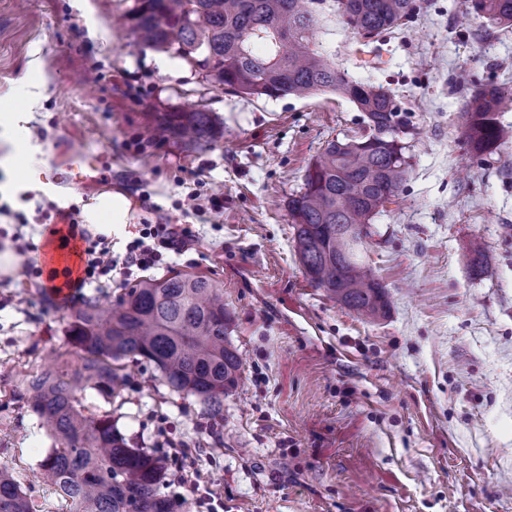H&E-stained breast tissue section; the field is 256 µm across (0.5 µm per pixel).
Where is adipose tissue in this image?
<instances>
[{"label": "adipose tissue", "mask_w": 512, "mask_h": 512, "mask_svg": "<svg viewBox=\"0 0 512 512\" xmlns=\"http://www.w3.org/2000/svg\"><path fill=\"white\" fill-rule=\"evenodd\" d=\"M20 138V126L14 113L0 114V165L29 170L36 156L30 152H18L16 144ZM84 224L105 236L126 237L127 227L136 223L137 216L133 201L119 189L99 192L81 205Z\"/></svg>", "instance_id": "ef3b65f1"}]
</instances>
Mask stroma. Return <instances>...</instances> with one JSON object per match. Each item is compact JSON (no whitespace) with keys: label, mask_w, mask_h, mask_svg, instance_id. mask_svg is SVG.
I'll use <instances>...</instances> for the list:
<instances>
[{"label":"stroma","mask_w":512,"mask_h":512,"mask_svg":"<svg viewBox=\"0 0 512 512\" xmlns=\"http://www.w3.org/2000/svg\"><path fill=\"white\" fill-rule=\"evenodd\" d=\"M91 2L95 35L74 0H0V113L22 115L50 164L72 150L99 157L85 183L22 194L18 207L0 200V243L22 259L0 278V469L42 512H62L41 468L54 441L10 393L27 371L79 365L72 315L122 286L104 279L65 298L30 270L54 229L80 216L60 196L119 187L147 223L192 228L188 251L133 277L177 270L222 283L242 381L214 428L196 397L130 362L120 396L83 393L87 416L111 415L167 471L194 472L217 512H512V143L478 163L463 138L482 84L512 93V27L466 15L463 0H418L372 66L337 0L317 7L316 49L387 90L413 125L399 199L362 251L388 299L385 316L366 321L309 282L288 215L324 145L360 134L354 103L226 93L184 59L132 49L119 19L133 0ZM38 81L36 101L26 90ZM174 110L209 112L216 138H158L157 118Z\"/></svg>","instance_id":"obj_1"}]
</instances>
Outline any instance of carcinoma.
Returning a JSON list of instances; mask_svg holds the SVG:
<instances>
[{"label":"carcinoma","mask_w":512,"mask_h":512,"mask_svg":"<svg viewBox=\"0 0 512 512\" xmlns=\"http://www.w3.org/2000/svg\"><path fill=\"white\" fill-rule=\"evenodd\" d=\"M314 0H133L125 19L140 49L176 52L234 94L262 99L304 98L328 90L353 102L370 132L334 139L313 159L301 190L288 201L295 248L308 280L358 316L387 312L385 287L362 263L363 225L393 201L406 180L401 144L411 130L407 113L380 87L355 82L313 47ZM466 12L512 27V0H464ZM355 33L382 36L411 18L415 0H339ZM265 44L257 55L252 44ZM512 96L487 83L465 112L464 137L477 160L512 136L498 113ZM165 128L180 138L214 134L209 113L178 112ZM231 315L213 280L182 272L146 278L123 289L115 302L85 299L68 331L82 352L70 372L31 371L11 397L23 400L56 441L42 463L69 512H177L161 492L165 466L136 448L112 418L90 420L79 395L90 388L121 394L125 360L154 364L168 387L204 404L212 424L224 420V397L237 389L241 361L229 341ZM0 512H41V505L0 470Z\"/></svg>","instance_id":"1"}]
</instances>
